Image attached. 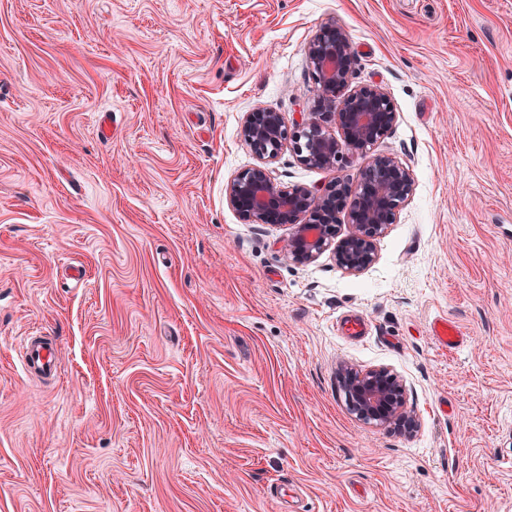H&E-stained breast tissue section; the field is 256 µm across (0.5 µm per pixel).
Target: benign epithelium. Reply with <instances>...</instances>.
<instances>
[{
  "mask_svg": "<svg viewBox=\"0 0 512 512\" xmlns=\"http://www.w3.org/2000/svg\"><path fill=\"white\" fill-rule=\"evenodd\" d=\"M315 84L314 104L288 130L281 113L259 107L247 114L243 137L259 164L235 175L225 186L228 204L253 224L286 226L283 245L288 258L307 264L334 248L345 273L358 275L376 259L375 240L397 220L413 191L410 170L395 158L371 155V147L386 137L398 117L395 106L377 85H352L357 57L344 28L325 25L308 49ZM342 137L336 138L331 125ZM290 144L299 160L310 167L334 170L359 165L353 179H336L322 192L302 185L282 188L269 165ZM351 230L336 239L338 214ZM339 381L350 410L366 423L405 424L415 418L406 407L399 376L385 367L358 370L348 363L339 368Z\"/></svg>",
  "mask_w": 512,
  "mask_h": 512,
  "instance_id": "7a95c632",
  "label": "benign epithelium"
}]
</instances>
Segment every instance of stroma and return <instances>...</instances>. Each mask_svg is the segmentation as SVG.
I'll return each mask as SVG.
<instances>
[{
	"instance_id": "35a3bbf8",
	"label": "stroma",
	"mask_w": 512,
	"mask_h": 512,
	"mask_svg": "<svg viewBox=\"0 0 512 512\" xmlns=\"http://www.w3.org/2000/svg\"><path fill=\"white\" fill-rule=\"evenodd\" d=\"M332 21L414 178L356 276L224 195ZM343 360L397 372L413 435L350 411ZM0 512H512V0H0ZM432 334L438 343L448 348V350L456 349L463 342V337L458 328L446 318L434 323ZM24 363L27 370L43 376L57 372V350L43 336H26L23 341Z\"/></svg>"
}]
</instances>
